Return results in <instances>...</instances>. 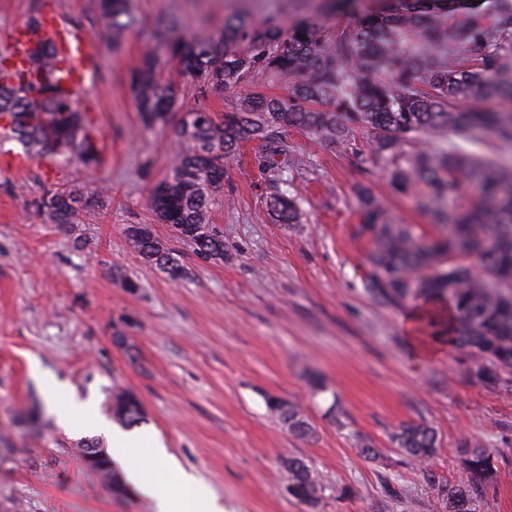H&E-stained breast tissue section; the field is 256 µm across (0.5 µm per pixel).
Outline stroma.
Masks as SVG:
<instances>
[{"mask_svg": "<svg viewBox=\"0 0 512 512\" xmlns=\"http://www.w3.org/2000/svg\"><path fill=\"white\" fill-rule=\"evenodd\" d=\"M43 5L83 33L96 59L80 108L106 154L92 167L61 166L0 144V512H153L134 486L113 492L80 452L90 438L111 448L99 425L112 423L118 388L143 405L145 420L132 434L162 440L224 512H447L442 489L460 474L465 439L495 455L496 479L478 512H512V387L474 384L475 358L447 342L419 354L406 329L418 304L383 306L362 287L368 242L356 234L357 184L398 223L434 233L431 217L414 197L392 193L383 171L357 169L370 133L331 152L305 129L286 131L300 160L289 174L301 202L293 226L275 223L268 210L267 178L253 165L259 142L242 144L224 162V199L212 211L224 233L220 262L198 259L148 206L172 134L144 129L129 72L156 28L176 20L190 34L201 18L218 25L243 15L285 30L311 18L332 33L351 15L329 14L324 0H133L140 25L114 49L100 37L95 0H0V51ZM166 76L180 105L218 115L247 90L286 93L266 76L221 93L172 70ZM62 185L90 198L110 189L109 203L89 206L83 218L81 251L28 205ZM129 224L151 225L179 251L186 276L173 281L144 263L125 236ZM58 393L80 404L87 421L60 427ZM269 396L299 404L313 437L291 435L268 412ZM333 406L343 425L329 415ZM411 421L433 427L440 443L423 468L404 463L392 440ZM362 438L376 459L359 454ZM289 455L326 486L317 510L288 494L281 459Z\"/></svg>", "mask_w": 512, "mask_h": 512, "instance_id": "1", "label": "stroma"}]
</instances>
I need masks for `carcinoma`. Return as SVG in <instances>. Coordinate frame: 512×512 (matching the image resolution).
I'll return each instance as SVG.
<instances>
[{
    "instance_id": "cac0c4a2",
    "label": "carcinoma",
    "mask_w": 512,
    "mask_h": 512,
    "mask_svg": "<svg viewBox=\"0 0 512 512\" xmlns=\"http://www.w3.org/2000/svg\"><path fill=\"white\" fill-rule=\"evenodd\" d=\"M330 0L328 10L348 11L356 22L325 35L315 21H300L283 33L273 20L254 22L239 16L197 33L163 37L164 55L151 45L130 70L131 90L144 127L169 120L175 106L172 88L160 81L166 63L203 85L222 91L268 76L285 84L284 97L252 93L217 118L204 108L181 112L174 131V156L167 173L149 188L148 205L173 237L191 244L204 261L224 258V236L210 221L214 201L224 190V159L246 142L261 143L254 165L267 175L268 207L277 224L299 223L297 198L288 190V173L299 165L283 131L301 127L330 151L347 149L354 133L373 135L369 164L387 173L397 195H417L418 207L435 216V236L417 235L396 222L380 199L357 187L361 215L357 235L368 240L362 286L375 302L397 308L409 300L432 302L426 325L448 338L462 354L479 359L472 373L487 387L512 383V169L463 151L439 146L449 132L475 140L493 134L512 140V113L484 102L512 97V0H475L457 7L454 0ZM100 35L121 44L137 25L130 0H98ZM37 70L65 80L55 50L47 43L31 51ZM9 60L0 59V136L60 163L77 159L98 163L94 140L84 124L78 100L52 85L17 84ZM429 145L405 156L409 140ZM459 204L447 209L445 199ZM31 206L72 238L80 251L87 242L77 234L86 208L76 188L46 190ZM129 242L141 259L176 281L186 268L180 255L154 236L149 224H129ZM268 411L300 439L314 429L296 404L266 398ZM112 417L126 426L144 418L138 396L112 395ZM406 459L424 465L439 442L425 423H404L393 435ZM461 475L448 483V512H476L481 494L495 480L491 452L465 441ZM288 493L317 507L326 487L306 461L282 458ZM124 489L110 459L91 464Z\"/></svg>"
}]
</instances>
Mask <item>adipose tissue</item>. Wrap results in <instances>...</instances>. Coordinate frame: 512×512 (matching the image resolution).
Listing matches in <instances>:
<instances>
[{"mask_svg":"<svg viewBox=\"0 0 512 512\" xmlns=\"http://www.w3.org/2000/svg\"><path fill=\"white\" fill-rule=\"evenodd\" d=\"M112 455L139 492L153 500L155 512H181V508L175 495L163 491L150 471L149 466L154 462L161 463L167 472L173 473L182 487L192 490L195 512H224L223 505L207 486L184 471L159 442L146 443L118 431L112 435Z\"/></svg>","mask_w":512,"mask_h":512,"instance_id":"ef3b65f1","label":"adipose tissue"}]
</instances>
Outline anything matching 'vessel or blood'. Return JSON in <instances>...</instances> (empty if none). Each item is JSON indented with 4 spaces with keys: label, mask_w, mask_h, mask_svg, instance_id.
<instances>
[{
    "label": "vessel or blood",
    "mask_w": 512,
    "mask_h": 512,
    "mask_svg": "<svg viewBox=\"0 0 512 512\" xmlns=\"http://www.w3.org/2000/svg\"><path fill=\"white\" fill-rule=\"evenodd\" d=\"M40 30L46 34L64 67L68 71L66 87L70 94L83 95L92 75L94 57L86 47L85 38L78 30L70 27L52 12H43ZM31 35L27 27L21 26L11 33V60L14 64L16 82H39L42 75L29 64L28 52Z\"/></svg>",
    "instance_id": "vessel-or-blood-1"
}]
</instances>
